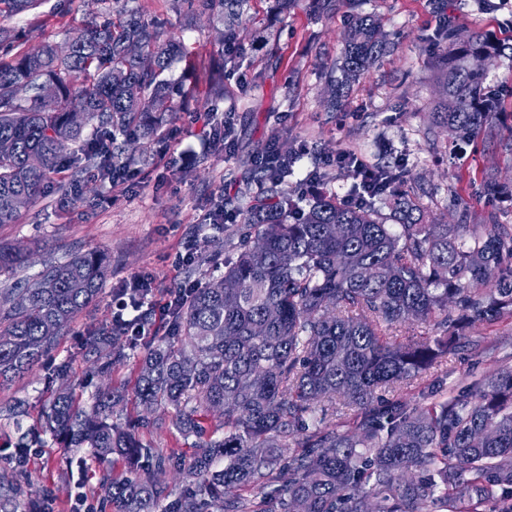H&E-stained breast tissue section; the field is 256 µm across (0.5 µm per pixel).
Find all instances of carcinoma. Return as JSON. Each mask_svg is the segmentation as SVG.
<instances>
[{"mask_svg":"<svg viewBox=\"0 0 512 512\" xmlns=\"http://www.w3.org/2000/svg\"><path fill=\"white\" fill-rule=\"evenodd\" d=\"M109 5L102 22L91 14L69 29L65 43L0 57V224H14L39 199L50 175L83 166L129 167L164 136L173 98L166 74L186 56L182 39L166 33L129 0ZM188 20L222 23L219 44L233 47L247 0H168ZM48 0H0V19L44 15ZM453 58L442 82L443 111L434 122L469 143L492 124L496 105L484 63L507 44L446 34ZM388 51L374 19L351 16L342 61L352 82ZM207 66L200 79L224 93L226 69ZM297 158L282 154L267 167L250 160L260 195L245 210L246 230L224 260V274L197 289L171 323V335L144 343L137 399L178 413L185 433L203 432L201 416L224 407V437L198 445L193 489L168 499L161 475L171 460L152 455L105 413L123 399L110 387L95 409L81 413L62 389L45 407V428L74 448L117 454L153 469L114 479L108 496L117 512H485L512 505V369L469 383L456 395L429 381L422 403L398 390L441 364L469 340L481 321H512V225L424 221L415 197L401 188L407 173L383 166L390 187L345 204L317 193L308 201L284 188ZM384 199L389 213L376 201ZM27 261L23 249L0 245V275ZM109 272L97 252L44 263L37 276L0 290V382L27 373L74 317L93 303ZM428 326L416 340L389 343L406 322ZM85 349L105 366L127 359L135 336L107 327L89 334ZM388 389L383 399L378 391ZM341 398L353 426L326 421L321 404Z\"/></svg>","mask_w":512,"mask_h":512,"instance_id":"carcinoma-1","label":"carcinoma"}]
</instances>
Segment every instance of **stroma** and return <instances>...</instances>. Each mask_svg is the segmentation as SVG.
<instances>
[{"label": "stroma", "instance_id": "1", "mask_svg": "<svg viewBox=\"0 0 512 512\" xmlns=\"http://www.w3.org/2000/svg\"><path fill=\"white\" fill-rule=\"evenodd\" d=\"M146 16L169 31L182 34L190 57L213 58L219 48V22L202 16L186 22L166 0H136ZM55 10L38 20L0 21L15 36L18 49L37 46L45 38L63 41L76 12L102 15L99 0H51ZM498 0H336V14L324 16L311 0H300L288 12L273 9V0H251L240 35L245 46L247 85L235 77L224 80V94L211 95L198 84L185 62L175 63L171 78L177 88L166 141L152 144L140 163L136 180L110 185L87 171L86 192L62 205L53 189H46L15 224L0 226V242L30 250L18 274L37 275L47 258L64 259L78 252L102 251L110 273L95 303L79 313L57 337L44 361L23 377L0 384V493L13 496L20 512L28 503L43 504V512H70L74 497L86 492L100 506L105 482L130 476L116 456L100 457L89 448H69L42 426V411L61 385H71L80 410L91 411L95 395L105 385L122 390L125 401L110 415L112 422L140 418L134 434L177 464L167 473L170 497L179 496L193 477L189 472L197 436L176 426L174 408L144 412L135 397V349L123 364L105 376L95 374L97 357L83 346L84 336L109 322L112 290L137 277L151 280L158 300L188 281L200 283L220 277L223 264L207 263L210 255H230L233 241L225 229L237 228L246 192L257 185L245 164L248 156L268 143L303 144L298 166L287 180L289 189L314 172L320 160L344 150L358 153L372 165H400L410 175L409 187L432 220L453 224L458 201L468 205L469 223L512 224V200L488 194L485 180L512 183V54L488 63L487 86L497 98V120L477 144L457 149L446 128L436 126L432 114L441 97L447 59L431 35L439 13H446L459 38L482 36L512 43V12L498 9ZM372 15L392 44L384 55L344 91L341 107L329 111L331 80L340 79L349 17ZM216 121L230 119L234 149L224 153L208 146L203 136V113ZM191 150L195 158L179 164L170 154L171 142ZM224 201L232 217L226 224H206L202 218L217 201ZM207 237L208 245L192 265L179 257L193 236ZM473 342L449 354L431 369L448 390H459L472 378L512 368V324L476 323ZM27 444L25 458L15 449Z\"/></svg>", "mask_w": 512, "mask_h": 512}]
</instances>
